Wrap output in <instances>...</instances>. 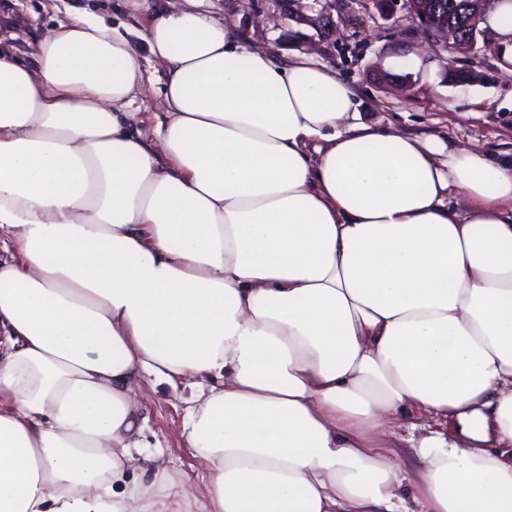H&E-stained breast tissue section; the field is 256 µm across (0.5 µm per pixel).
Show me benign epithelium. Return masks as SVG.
<instances>
[{"mask_svg":"<svg viewBox=\"0 0 512 512\" xmlns=\"http://www.w3.org/2000/svg\"><path fill=\"white\" fill-rule=\"evenodd\" d=\"M372 2L378 12L383 15L393 13L398 4H403L412 24L426 33L436 43L444 42L451 37L458 45L473 47L477 45L478 37L483 35V31L478 28V25L490 0H468L466 8L471 33L466 36L460 35L454 23L439 19L436 6L431 0H372ZM290 15L296 22L310 24L321 32L335 26L333 16L326 6L314 16L296 9L292 10Z\"/></svg>","mask_w":512,"mask_h":512,"instance_id":"benign-epithelium-1","label":"benign epithelium"}]
</instances>
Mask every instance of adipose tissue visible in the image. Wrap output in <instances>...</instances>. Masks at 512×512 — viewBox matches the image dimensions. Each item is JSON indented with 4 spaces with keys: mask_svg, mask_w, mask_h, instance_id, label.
Returning <instances> with one entry per match:
<instances>
[{
    "mask_svg": "<svg viewBox=\"0 0 512 512\" xmlns=\"http://www.w3.org/2000/svg\"><path fill=\"white\" fill-rule=\"evenodd\" d=\"M196 2L0 48V512H182L136 457L179 382L204 512H512V158L357 122ZM139 65L143 75V89L133 102L126 106L127 112H136L135 119L142 132L153 137L155 127L154 112H161L159 103L166 79L163 65L143 47L140 50Z\"/></svg>",
    "mask_w": 512,
    "mask_h": 512,
    "instance_id": "adipose-tissue-1",
    "label": "adipose tissue"
}]
</instances>
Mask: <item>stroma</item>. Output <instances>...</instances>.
<instances>
[{"label": "stroma", "instance_id": "obj_1", "mask_svg": "<svg viewBox=\"0 0 512 512\" xmlns=\"http://www.w3.org/2000/svg\"><path fill=\"white\" fill-rule=\"evenodd\" d=\"M161 0H0V37L14 34L16 56L32 63L40 35L71 10H86L107 24L140 30L155 19ZM201 13L233 25L250 45L270 48L282 59L311 54L356 92L363 122L397 128L448 146L479 145L488 155L512 153L511 51L497 42L476 50L427 46L404 11L381 17L370 0H333L337 35L321 37L313 27L295 22L283 0H200ZM425 53V66L406 65L407 57ZM143 89L128 106L139 128L153 136L166 79L163 65L141 51ZM475 71L474 82L449 80V69ZM145 436L178 480L201 483L205 464L179 434L187 407L185 384L145 390Z\"/></svg>", "mask_w": 512, "mask_h": 512}]
</instances>
